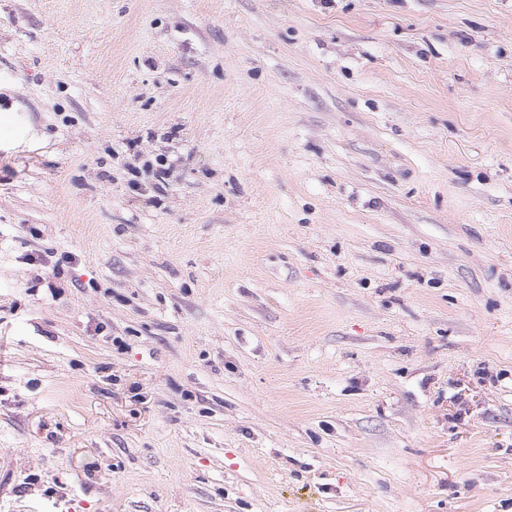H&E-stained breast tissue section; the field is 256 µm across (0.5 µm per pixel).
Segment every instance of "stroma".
I'll return each instance as SVG.
<instances>
[{"instance_id":"35a3bbf8","label":"stroma","mask_w":512,"mask_h":512,"mask_svg":"<svg viewBox=\"0 0 512 512\" xmlns=\"http://www.w3.org/2000/svg\"><path fill=\"white\" fill-rule=\"evenodd\" d=\"M0 512H512V0H0Z\"/></svg>"}]
</instances>
